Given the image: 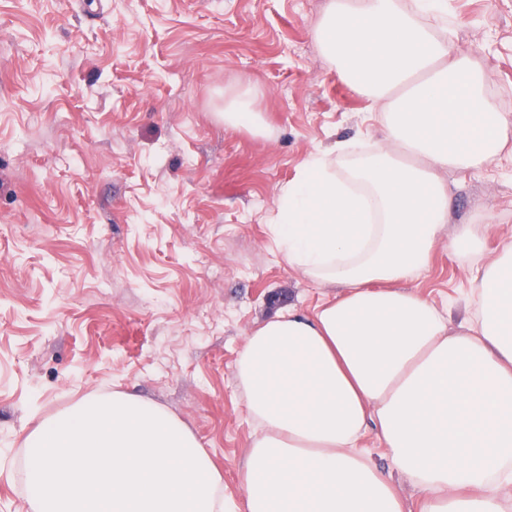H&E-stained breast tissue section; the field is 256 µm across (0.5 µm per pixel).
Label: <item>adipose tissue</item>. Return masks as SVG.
I'll use <instances>...</instances> for the list:
<instances>
[{
    "instance_id": "adipose-tissue-1",
    "label": "adipose tissue",
    "mask_w": 512,
    "mask_h": 512,
    "mask_svg": "<svg viewBox=\"0 0 512 512\" xmlns=\"http://www.w3.org/2000/svg\"><path fill=\"white\" fill-rule=\"evenodd\" d=\"M447 0H326L314 37L382 105L381 142L313 154L277 200L283 263L335 297L281 309L247 337L234 379L259 428L244 508L188 426L123 392L90 395L25 439L33 512H404L360 450L374 432L421 512L512 500V245L477 269L450 325L404 284L448 224L446 172L512 140L477 58L432 26Z\"/></svg>"
}]
</instances>
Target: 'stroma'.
I'll return each mask as SVG.
<instances>
[{
	"mask_svg": "<svg viewBox=\"0 0 512 512\" xmlns=\"http://www.w3.org/2000/svg\"><path fill=\"white\" fill-rule=\"evenodd\" d=\"M324 4L0 0V512H32L27 435L115 390L180 418L242 503L245 339L334 294L281 261L278 193L311 154L381 136L317 49ZM448 25L512 92V0H448ZM245 82L259 134L224 124ZM448 182V225H476L482 253L440 238L408 287L455 324L473 263L512 244V160Z\"/></svg>",
	"mask_w": 512,
	"mask_h": 512,
	"instance_id": "1",
	"label": "stroma"
}]
</instances>
